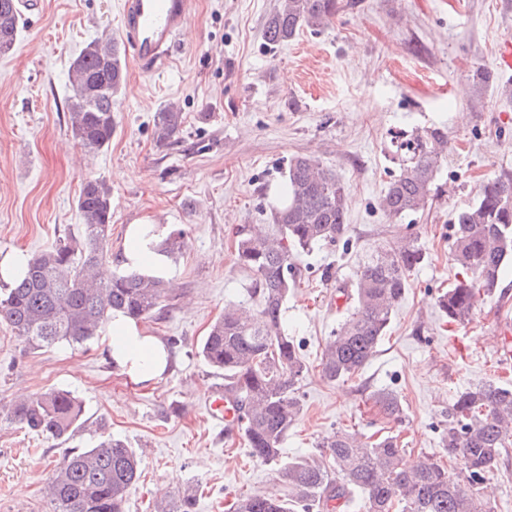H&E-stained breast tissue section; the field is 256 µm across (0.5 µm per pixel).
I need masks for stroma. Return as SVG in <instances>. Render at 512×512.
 Listing matches in <instances>:
<instances>
[{
    "label": "stroma",
    "mask_w": 512,
    "mask_h": 512,
    "mask_svg": "<svg viewBox=\"0 0 512 512\" xmlns=\"http://www.w3.org/2000/svg\"><path fill=\"white\" fill-rule=\"evenodd\" d=\"M40 2L20 19L13 51L0 56V253L32 255L76 233V197L88 178L112 189L113 255L139 219L182 229L187 245L172 265L169 308L143 323L171 343V370L155 384L120 373L101 339L36 350L0 325V402L66 389L88 421L63 441L0 413V512H50L54 467L65 451L92 445L95 424L140 458L126 512H154L157 499L189 486L195 512H224L232 498L274 485V466L210 419L207 402L224 375L197 350L225 302L255 306L235 236L271 232V202L296 155L314 157L346 184L348 224L345 242L294 256L284 320L308 373L281 457L316 454L340 428L365 436L387 429L367 398L389 389L404 408L408 458L447 460L441 434L455 395L489 381L512 387V368L499 364L512 344L499 333L512 323V266L468 324L448 326L436 304L456 279L448 246L455 211L476 199L487 176L512 171V96L497 84L475 97L463 92L477 69H495L498 42L512 39V0H340L330 24L274 49L263 27L278 0H196L165 71L127 57L112 141L91 157L70 132L67 73L89 41L119 35L120 0ZM170 104L182 126L160 149L154 117ZM433 125L449 137L438 192L425 211L388 218L379 201L395 170L390 138ZM410 231L425 260L386 336L354 377L322 379V351L345 311L338 288ZM480 492L493 512H512V452L486 473Z\"/></svg>",
    "instance_id": "1"
}]
</instances>
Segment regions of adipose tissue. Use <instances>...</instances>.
<instances>
[{
    "instance_id": "ef3b65f1",
    "label": "adipose tissue",
    "mask_w": 512,
    "mask_h": 512,
    "mask_svg": "<svg viewBox=\"0 0 512 512\" xmlns=\"http://www.w3.org/2000/svg\"><path fill=\"white\" fill-rule=\"evenodd\" d=\"M159 238L156 224L150 221L130 224L119 256L122 266L170 278L168 264L150 247ZM105 344L109 358L135 383L158 381L168 370L169 355L164 343L122 314L113 315Z\"/></svg>"
}]
</instances>
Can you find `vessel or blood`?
Instances as JSON below:
<instances>
[{
  "mask_svg": "<svg viewBox=\"0 0 512 512\" xmlns=\"http://www.w3.org/2000/svg\"><path fill=\"white\" fill-rule=\"evenodd\" d=\"M194 8L195 0H121L120 31L143 68L159 71L168 66L176 37ZM209 415L231 432L240 424L237 406L220 391L210 401Z\"/></svg>",
  "mask_w": 512,
  "mask_h": 512,
  "instance_id": "vessel-or-blood-1",
  "label": "vessel or blood"
}]
</instances>
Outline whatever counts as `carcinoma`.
Masks as SVG:
<instances>
[{
    "label": "carcinoma",
    "mask_w": 512,
    "mask_h": 512,
    "mask_svg": "<svg viewBox=\"0 0 512 512\" xmlns=\"http://www.w3.org/2000/svg\"><path fill=\"white\" fill-rule=\"evenodd\" d=\"M339 0H279L264 39L272 48L307 27L318 31L336 15ZM19 35L16 0H0V55L10 53ZM126 62L111 35L86 44L68 71L67 101L73 138L91 155L112 141V100L124 88ZM181 113L169 107L154 120L156 146L170 145L180 132ZM448 150V131L427 127L400 131L391 140V175L380 209L393 219L424 210ZM82 224L52 249L29 257L26 270L0 295V324L32 349L83 345L121 312L139 322L161 314L171 297L161 277L120 268L105 280L99 268L110 258L112 189L103 180L84 181L76 200ZM275 236L259 239L238 232L237 264L252 277L258 308L235 303L211 325L198 353L224 372V395L242 412L239 432L251 457L276 467L269 491L237 497L228 512H333L362 494V512H489L478 480L497 467L512 447V390L485 382L457 393L441 441L448 461L459 463L465 479L440 462L410 465L394 435L376 439L338 430L317 455L280 463V446L301 409L296 386L308 369L288 335L283 306L293 287V251H309L345 234L347 189L336 174L311 156L288 162L286 192L272 205ZM184 246V231L173 230L150 248L173 260ZM451 260L461 278L437 304L448 323L464 325L473 316L474 296L497 287L512 264V173L488 178L478 199L458 211L449 237ZM425 254L413 234L364 263L350 288V307L322 355L321 375L329 382L358 373L373 356L402 302L410 272ZM369 400L383 417L404 416L398 396L373 392ZM12 420L59 440L84 425L83 407L69 390L55 389L8 409ZM139 478V459L121 439L99 434L92 447L65 452L49 485L51 512H125ZM190 494L177 495L157 512H194Z\"/></svg>",
    "instance_id": "1"
}]
</instances>
